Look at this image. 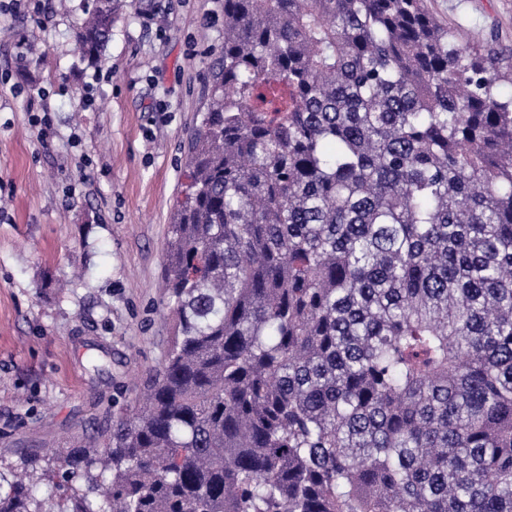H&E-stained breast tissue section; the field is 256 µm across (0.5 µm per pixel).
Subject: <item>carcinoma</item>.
Returning <instances> with one entry per match:
<instances>
[{"instance_id": "obj_1", "label": "carcinoma", "mask_w": 512, "mask_h": 512, "mask_svg": "<svg viewBox=\"0 0 512 512\" xmlns=\"http://www.w3.org/2000/svg\"><path fill=\"white\" fill-rule=\"evenodd\" d=\"M505 82L425 0H224L164 360L102 451L0 471V512H512Z\"/></svg>"}]
</instances>
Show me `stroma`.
Returning <instances> with one entry per match:
<instances>
[{
    "label": "stroma",
    "instance_id": "35a3bbf8",
    "mask_svg": "<svg viewBox=\"0 0 512 512\" xmlns=\"http://www.w3.org/2000/svg\"><path fill=\"white\" fill-rule=\"evenodd\" d=\"M151 4L124 7L92 59L75 37L85 0L0 15V456L14 463L100 440L167 350L169 224L224 0ZM427 7L472 43L512 49V0ZM43 107L48 147L29 122Z\"/></svg>",
    "mask_w": 512,
    "mask_h": 512
}]
</instances>
